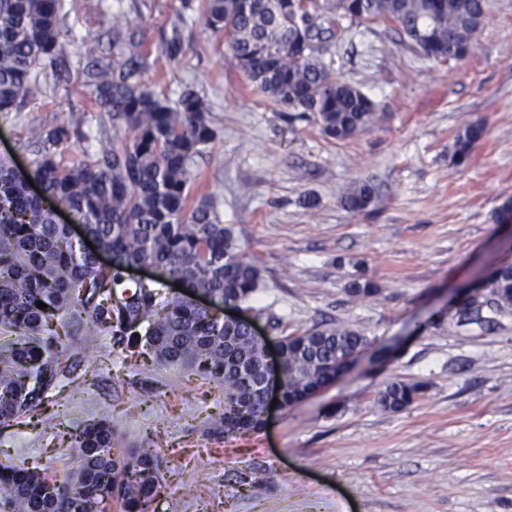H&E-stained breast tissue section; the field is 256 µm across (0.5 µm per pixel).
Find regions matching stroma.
<instances>
[{"label":"stroma","mask_w":512,"mask_h":512,"mask_svg":"<svg viewBox=\"0 0 512 512\" xmlns=\"http://www.w3.org/2000/svg\"><path fill=\"white\" fill-rule=\"evenodd\" d=\"M118 9L125 37L150 50L145 80L173 100L193 87L210 104L217 136L192 192L216 195L262 270L259 336L271 344L337 321L370 348L314 396L271 409L266 427L228 436L211 422L222 385L131 355L85 318L65 353L79 390L55 389L52 402L0 427V464H39L63 479L79 466L70 431L104 420L116 453L157 451L163 489L148 512H512V319L483 335L448 329L463 287L512 263V223L499 218L512 201V0H487L476 47L457 62L413 52L382 24L352 30L338 75L382 119L341 142L247 89L223 39L183 0H85L65 25L108 58ZM175 25L185 51L171 60L163 38ZM85 64L70 56L68 80L0 112L1 160L23 167L34 127L78 130L73 154L106 146L99 130L111 120L85 98ZM477 121L485 133L455 165V139ZM357 178L377 197L355 214L341 200ZM307 194L317 208L300 206ZM358 277L376 293L352 298ZM394 380L425 391L384 410L376 397Z\"/></svg>","instance_id":"35a3bbf8"}]
</instances>
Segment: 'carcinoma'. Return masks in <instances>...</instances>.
Instances as JSON below:
<instances>
[{"mask_svg":"<svg viewBox=\"0 0 512 512\" xmlns=\"http://www.w3.org/2000/svg\"><path fill=\"white\" fill-rule=\"evenodd\" d=\"M81 0H0V112H18L40 93L48 76L79 49L90 101L110 116L114 135L94 156L58 158L78 133L66 125L30 129L41 144L23 174L0 163V425L7 426L50 401L65 378L59 336L71 335L65 314L79 317L94 302L91 320L126 349L152 355L159 365H182L224 386V435L260 428L261 348L244 325L226 324L199 308L193 296L213 295L240 306L264 287L262 271L241 253L224 223L215 195L191 190L201 177L196 159L215 139L205 97L185 91L172 103L142 79V52L129 50L126 14L112 13V60L95 57L63 29V12ZM205 24L232 52L254 91L292 117L312 121L327 138L347 140L381 119L358 87L335 77L340 43L352 28L392 23L400 40L438 62L461 60L485 25L486 0H202ZM169 57L184 52L179 27L166 43ZM482 127L459 136L455 161L464 163ZM58 200L99 248L112 255L103 268L75 248L31 194L27 179ZM372 185L361 182L344 199L352 212L366 209ZM155 266L159 277L179 278L181 295L125 278L127 267ZM480 299L456 312L451 324L485 332L512 316V265L477 285ZM47 304L46 310L36 302ZM370 344L345 323H325L281 337L285 360L282 398L290 406L335 381L348 359ZM421 383L392 381L378 403L397 411L412 404ZM80 460L74 479L47 477L38 467H0V512H105L116 499L124 512H147L162 485L154 449L122 457L113 452L112 425L74 428Z\"/></svg>","mask_w":512,"mask_h":512,"instance_id":"cac0c4a2","label":"carcinoma"}]
</instances>
